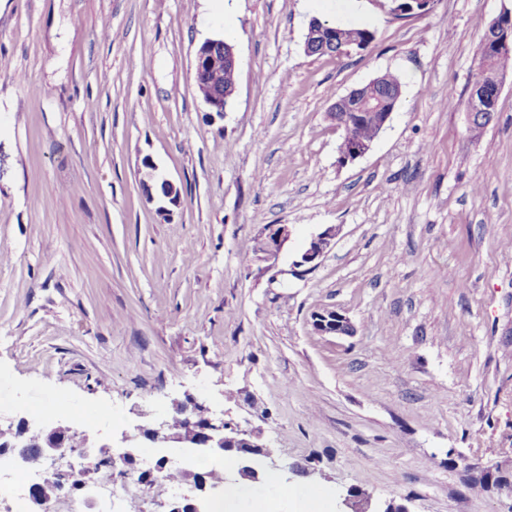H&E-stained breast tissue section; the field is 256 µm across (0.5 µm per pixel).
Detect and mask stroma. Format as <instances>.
Instances as JSON below:
<instances>
[{
  "label": "stroma",
  "mask_w": 512,
  "mask_h": 512,
  "mask_svg": "<svg viewBox=\"0 0 512 512\" xmlns=\"http://www.w3.org/2000/svg\"><path fill=\"white\" fill-rule=\"evenodd\" d=\"M506 7L0 0V421L89 414L90 441L119 447L191 398L257 433L328 512L352 486L377 508L512 512V70L480 137L466 112ZM315 17L375 40L306 55ZM214 38L237 56L220 115L194 78ZM384 72L403 83L391 120L339 165L327 113ZM147 158L181 188L164 215ZM328 307L354 335L314 330ZM389 12L396 19H410L426 15L433 8L435 0H390ZM336 234V226H329L321 233L312 236L299 260L294 262V266L297 268L306 267L303 271L317 267L332 241L336 238Z\"/></svg>",
  "instance_id": "obj_1"
}]
</instances>
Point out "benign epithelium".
Masks as SVG:
<instances>
[{
  "mask_svg": "<svg viewBox=\"0 0 512 512\" xmlns=\"http://www.w3.org/2000/svg\"><path fill=\"white\" fill-rule=\"evenodd\" d=\"M435 0H391L389 12L397 19H410L426 15L433 8ZM512 9L503 8L500 14L485 28L487 41L494 44L501 52L512 50ZM367 45L362 41L358 32L339 36L337 29L319 22L310 20L304 40V52L308 55L322 52L336 51L337 54H348L353 50L363 51ZM236 70V55L234 48L222 41L209 40L202 44L195 59V81L203 87L202 99L218 115H224V100L235 93V85H230L220 93L212 90L210 77L224 72V69ZM504 80L503 74L486 65L478 69L469 87L471 105L468 109V131L476 137L481 131L480 119L477 111L486 101L485 91L494 89L495 95H500ZM402 95V91L389 85L387 78L379 75L368 83L351 90L337 100V106L328 113V117L338 128L348 127L353 121L364 116L370 119L377 131H382L389 122L395 106ZM372 142L351 144L345 140L338 147V162L341 165L353 162L364 156L371 148ZM146 168L144 184L146 186V199L152 201L159 199L172 205L181 200V192L171 180L158 173V168L149 159L144 160ZM337 229L327 227L321 233L313 236L301 253L299 260L294 262L297 268L304 267L311 270L318 266L332 241L336 238ZM288 238V228L278 226L261 243L258 251L269 258L276 257L282 243ZM312 325L321 334H336L350 336L354 333V326L344 315L335 309L326 308L312 315ZM172 414L188 416V423L183 431L177 432L171 427V418L164 415L156 419L148 428H139L142 436L153 442H175L181 447L188 448L197 454H210L223 456L227 452H234L240 458L238 473L252 480L258 479L262 466L275 464V457L263 451L264 445L254 439L252 433L239 427L232 428L224 417L216 415L208 406L194 401L191 405L180 403L173 409ZM10 434L9 447L14 449L13 462L23 466L30 463L31 447L37 448L39 459L62 460L68 457L67 449L79 448L87 460L95 461V467H107L119 473L127 474L137 459V446L132 444L133 438L127 437L129 442L119 456H111L102 448L95 447L88 442L86 434L72 427L44 425H31L23 420L17 425H0V435ZM71 480V464L67 463L53 470L50 481L54 485L42 484L33 489V502L37 510L44 509L48 489H57V484ZM193 482L197 495L193 498L183 495L176 496L167 502V512H209L208 499L205 493L222 488L219 483L208 484L206 478L199 473L182 471L181 483ZM370 496L364 495L354 488L348 490L344 504L353 507L352 512H369Z\"/></svg>",
  "mask_w": 512,
  "mask_h": 512,
  "instance_id": "7a95c632",
  "label": "benign epithelium"
}]
</instances>
